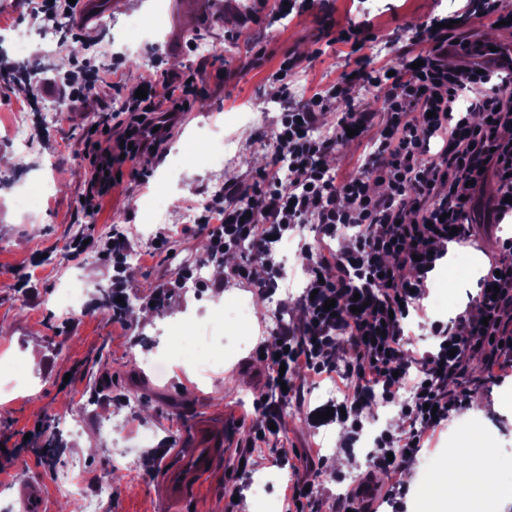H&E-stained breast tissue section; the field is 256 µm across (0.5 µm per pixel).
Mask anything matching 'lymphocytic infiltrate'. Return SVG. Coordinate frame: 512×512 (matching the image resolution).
Instances as JSON below:
<instances>
[{
    "instance_id": "lymphocytic-infiltrate-1",
    "label": "lymphocytic infiltrate",
    "mask_w": 512,
    "mask_h": 512,
    "mask_svg": "<svg viewBox=\"0 0 512 512\" xmlns=\"http://www.w3.org/2000/svg\"><path fill=\"white\" fill-rule=\"evenodd\" d=\"M503 0H465L453 27L438 18L412 29L404 64L392 68L367 53L372 22L362 19L342 33L358 68L310 96L281 95L282 112L259 141L270 162L250 187L226 186L196 218L213 260L250 242L247 261L232 265L225 279L274 287L283 272L274 246L297 224L319 227L317 245L305 244L308 281L299 297L303 326L278 324L264 352L267 379L277 398L261 395L255 418L263 436L279 420V406L302 373H341L348 382L340 404L359 418L373 402L401 401L399 433L381 432L372 464L389 472L417 457L427 441L470 409L473 390L463 382L473 354L484 356V378L512 379V238L497 239L485 275L477 282L475 307L448 322L430 321L423 290L449 244L470 241V211L487 184L496 222L512 216V53L491 51L479 37L456 26L474 12L507 20ZM84 84L64 97L83 113L101 88L124 89L132 135L151 127L158 115L183 111L197 94L183 79L166 81L157 95L155 72L138 85H124L115 65L86 58ZM382 97L379 110L352 96L354 88ZM146 98H136L137 89ZM336 114L331 133L313 136L323 113ZM356 137H348V129ZM359 140L365 154L358 170L337 179L327 160ZM354 229L350 245H331L339 228ZM264 270L256 280V270ZM498 294H491V286ZM332 308H325V301ZM360 312H353L354 303ZM423 318L434 343L412 347L405 332L409 316ZM408 399H401V392Z\"/></svg>"
}]
</instances>
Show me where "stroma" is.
<instances>
[{"label": "stroma", "instance_id": "1", "mask_svg": "<svg viewBox=\"0 0 512 512\" xmlns=\"http://www.w3.org/2000/svg\"><path fill=\"white\" fill-rule=\"evenodd\" d=\"M144 16L159 15L156 33L136 34L131 10H116L102 0L95 27L101 60L122 53L134 42L142 68H149L156 51L164 66L194 76L197 104L172 128L153 151L125 158L127 115L116 93L104 95L90 112L46 120L40 105L28 102L26 70L48 69L79 83L78 63L86 52L81 39L64 49L32 38L24 53L13 47L15 28L30 16L24 0H0V154L13 157L14 166L1 173L0 184V512H19L16 489L21 480L42 481L46 512H83L68 496L66 483L80 486L122 478L124 491L112 494L105 512H166L159 496L161 467L177 449L186 447L198 421L208 420L224 434V454L212 473L191 492L187 505L197 508L208 500L211 512H238L237 498L251 494L258 478L270 483L261 512H286L294 482L314 481V496L305 512H324L336 506L348 483L362 474L349 436H339L342 455L323 450L322 435H335L337 421H315V410L326 407L321 389L326 376L304 375L300 394L280 408L282 431L265 441L255 439L250 424L253 404L266 391V372L259 366L257 346L269 344L274 313L298 324L303 315L295 302L306 283V261L300 241H314L317 227L302 224L275 246L282 265H295L294 279L278 287L257 290L225 284L207 290L181 289L163 305L150 306L148 296L183 262L213 269L208 240L188 231L184 212L211 196L213 183H253L267 159L257 141L280 112V87L268 81L284 54L302 60L290 79L291 88L307 95L355 67L347 48L331 43L323 21L343 27L370 15L374 20L372 48L387 61L399 59L410 26L456 9L455 0H318L310 13L283 18L274 0H217L210 18H199L184 0H138ZM207 39L213 51L196 55L193 45ZM263 60L252 62L258 49ZM28 120L26 148L15 139L18 117ZM97 144L112 154L116 178L98 210L84 209L82 199L92 175L87 146ZM200 151L199 166L186 161ZM147 175L139 186L134 172ZM165 186V203L145 219L141 203ZM121 223H114V214ZM173 232L170 255L146 257L154 231ZM126 230L132 248L140 252L129 272L134 286L126 293L128 324L113 318L103 303L112 288V262L88 249L73 254L78 238L104 239L114 228ZM467 256L465 276L439 269L437 283L424 307L431 319L450 320L476 295L477 281L488 261L477 248L453 245L451 258ZM82 288L81 312L66 315L59 308L65 288ZM247 298L252 316L242 327L224 321V303ZM199 337L215 351L233 345L238 335L249 338L246 350L200 379L187 356V342L176 341L173 330ZM164 354L169 370L156 376L147 360ZM120 423L126 457L116 458L110 426ZM478 431L484 443L498 449L495 461L503 478H512V385L486 383L474 395L472 408L461 420L438 432L431 447L401 465V485L407 487V512H418L424 501L420 480L445 467L450 446L460 445L467 433ZM337 435V434H336ZM55 439V451L40 445ZM247 469H240V456Z\"/></svg>", "mask_w": 512, "mask_h": 512}]
</instances>
